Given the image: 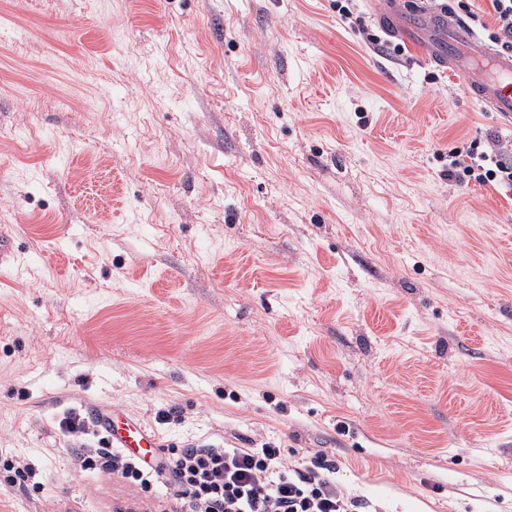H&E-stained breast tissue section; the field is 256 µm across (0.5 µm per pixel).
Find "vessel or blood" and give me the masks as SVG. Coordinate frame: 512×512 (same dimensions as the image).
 I'll return each mask as SVG.
<instances>
[{
  "mask_svg": "<svg viewBox=\"0 0 512 512\" xmlns=\"http://www.w3.org/2000/svg\"><path fill=\"white\" fill-rule=\"evenodd\" d=\"M383 15L392 34L410 44L421 60L460 75L472 100L512 122V52L488 48L475 54L470 28L409 0H387ZM93 421L114 447L136 452L159 445L154 433L123 424L112 409H96Z\"/></svg>",
  "mask_w": 512,
  "mask_h": 512,
  "instance_id": "b4317fda",
  "label": "vessel or blood"
}]
</instances>
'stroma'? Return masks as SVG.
Instances as JSON below:
<instances>
[{
	"label": "stroma",
	"instance_id": "obj_1",
	"mask_svg": "<svg viewBox=\"0 0 512 512\" xmlns=\"http://www.w3.org/2000/svg\"><path fill=\"white\" fill-rule=\"evenodd\" d=\"M512 133L336 0H0V512H112L58 422L316 451L369 512H512ZM171 409L170 423L156 420ZM343 2H345V5H343ZM351 2H354V0H336V9L344 20H352L351 23L357 26L359 31H362V34L365 35V39L371 45L372 49L380 56H391L401 52L399 45L392 47L389 40L382 39L378 34L372 33V30L370 32L362 16L358 15L354 17L355 9ZM471 142L465 149L448 151V179L457 185L468 186L471 181L481 185L492 184L512 196V137L489 134L485 147ZM4 466L11 468V470H14L15 480H12V483H18L19 487L22 488H29V485H31V488L33 490L41 491L44 490V484L40 481H35L36 473L32 469V467L28 466L27 464H23L20 461H15L13 464L12 461H5Z\"/></svg>",
	"mask_w": 512,
	"mask_h": 512
}]
</instances>
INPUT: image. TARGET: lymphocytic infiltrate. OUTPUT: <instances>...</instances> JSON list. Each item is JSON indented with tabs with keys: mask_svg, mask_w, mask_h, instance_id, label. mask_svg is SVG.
Wrapping results in <instances>:
<instances>
[{
	"mask_svg": "<svg viewBox=\"0 0 512 512\" xmlns=\"http://www.w3.org/2000/svg\"><path fill=\"white\" fill-rule=\"evenodd\" d=\"M487 15L457 0L459 18L485 33L503 50H512V0H489ZM449 180L494 185L512 194V137L491 134L485 145L448 152ZM72 464L80 471L119 477L142 493L163 491L171 512H363V500L348 496L336 483L337 466L324 456L312 465L289 462L280 446L220 448L186 445L151 459L122 448H76Z\"/></svg>",
	"mask_w": 512,
	"mask_h": 512,
	"instance_id": "1",
	"label": "lymphocytic infiltrate"
}]
</instances>
